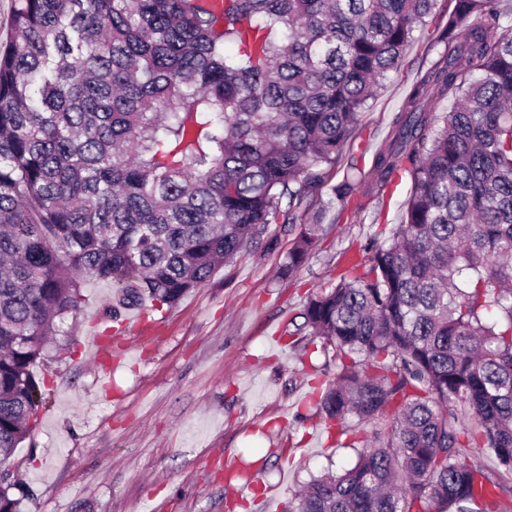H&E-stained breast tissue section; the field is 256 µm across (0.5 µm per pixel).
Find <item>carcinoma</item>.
Here are the masks:
<instances>
[{
	"mask_svg": "<svg viewBox=\"0 0 512 512\" xmlns=\"http://www.w3.org/2000/svg\"><path fill=\"white\" fill-rule=\"evenodd\" d=\"M436 2L14 0L0 44V512H21L10 462L46 385L31 367L81 284L112 285L114 322L172 307L249 247L274 248L280 219L293 277L325 230L306 187ZM499 2L454 0L442 66L374 157L368 194L410 177L401 222L366 235L361 259L290 319L335 353L316 406L388 437L288 512H512V24ZM364 177L349 165L333 198Z\"/></svg>",
	"mask_w": 512,
	"mask_h": 512,
	"instance_id": "cac0c4a2",
	"label": "carcinoma"
}]
</instances>
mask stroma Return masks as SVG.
Instances as JSON below:
<instances>
[{
    "instance_id": "35a3bbf8",
    "label": "stroma",
    "mask_w": 512,
    "mask_h": 512,
    "mask_svg": "<svg viewBox=\"0 0 512 512\" xmlns=\"http://www.w3.org/2000/svg\"><path fill=\"white\" fill-rule=\"evenodd\" d=\"M452 8L438 0L433 22L415 31L342 156L310 188V212L322 215L325 231L294 277L279 274L294 234L271 225L275 249L249 248L177 305L142 309L152 340L111 369L98 362L96 344L121 342L107 319L114 290L83 284L78 311L33 369L48 386L33 433L13 457L23 512H284L311 477L355 464L356 421L329 427L308 402L311 383L333 375L336 361L290 338L288 321L335 282L365 225L398 223L406 183L379 216L361 192L344 208L325 204L350 162L370 171L412 86L438 61L433 38ZM247 481L251 490L240 491Z\"/></svg>"
}]
</instances>
